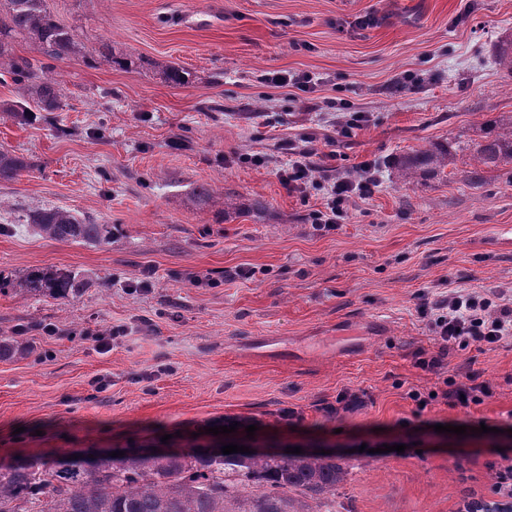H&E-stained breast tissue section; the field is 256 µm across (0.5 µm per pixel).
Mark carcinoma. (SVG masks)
Instances as JSON below:
<instances>
[{
    "mask_svg": "<svg viewBox=\"0 0 512 512\" xmlns=\"http://www.w3.org/2000/svg\"><path fill=\"white\" fill-rule=\"evenodd\" d=\"M20 36L34 41L46 59L59 61L81 53L76 30L54 19L48 0H0V60H7L12 82L38 109L54 112L62 103L60 82L50 67L15 55ZM495 55L499 67L512 74V40L500 42ZM94 62L135 64L113 56L107 44ZM464 151L482 167L512 162V121L467 145H434L391 165L399 181L413 183L444 173ZM28 167L24 157L0 150V181H11ZM28 221L40 235L59 242L112 241V225L67 209H38ZM85 285L79 273L64 269L31 271L7 282L0 276V293L20 297L68 300ZM348 475L341 458L305 452L276 457L214 449L154 458L136 448L120 458L100 456L87 467L62 452L0 470V512H336V492Z\"/></svg>",
    "mask_w": 512,
    "mask_h": 512,
    "instance_id": "obj_1",
    "label": "carcinoma"
}]
</instances>
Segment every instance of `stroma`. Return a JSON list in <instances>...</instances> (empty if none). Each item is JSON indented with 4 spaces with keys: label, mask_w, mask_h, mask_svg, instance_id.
Segmentation results:
<instances>
[{
    "label": "stroma",
    "mask_w": 512,
    "mask_h": 512,
    "mask_svg": "<svg viewBox=\"0 0 512 512\" xmlns=\"http://www.w3.org/2000/svg\"><path fill=\"white\" fill-rule=\"evenodd\" d=\"M84 57L55 62L62 106L27 122L0 112V149L30 168L0 181V273L69 269L87 279L63 302L0 293V334L26 344L0 360V466L161 445L190 451L327 448L350 466L337 512H459L499 501L492 475L512 465V340L470 350L489 395L469 409L418 410L410 390L436 373L420 293L512 289V164L480 187L470 157L404 184L387 162L431 144L480 139L512 119V76L494 48L512 37V0H49ZM370 15L373 26L358 27ZM138 57L87 59L102 44ZM189 74L165 83L160 66ZM277 71L324 86L299 102ZM413 75L407 86L403 75ZM368 120L348 138L336 124ZM316 132L338 171L382 163L383 185L338 230L315 231L321 191L288 192L283 145ZM261 154L262 166L241 162ZM235 202L217 222L197 188ZM266 209L253 211V200ZM60 207L116 230L111 244L53 241L26 228ZM253 270L251 278L237 269ZM151 272L148 292L131 291ZM198 282L187 280V273ZM134 326L106 353L89 327ZM56 335H45V326ZM362 406L333 412L339 394ZM297 414L294 421L283 410ZM235 417L255 424L210 435ZM484 418L466 437L430 421ZM386 452H378V445Z\"/></svg>",
    "instance_id": "1"
}]
</instances>
